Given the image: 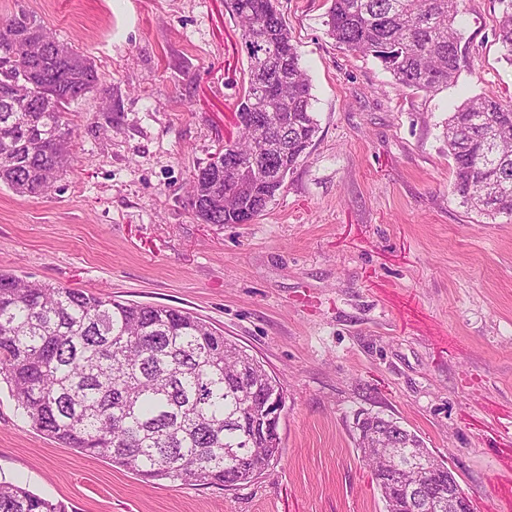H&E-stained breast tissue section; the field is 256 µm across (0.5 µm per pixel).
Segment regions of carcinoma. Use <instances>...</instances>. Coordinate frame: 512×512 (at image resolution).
<instances>
[{
  "label": "carcinoma",
  "instance_id": "carcinoma-1",
  "mask_svg": "<svg viewBox=\"0 0 512 512\" xmlns=\"http://www.w3.org/2000/svg\"><path fill=\"white\" fill-rule=\"evenodd\" d=\"M464 0H330L328 35L344 50L376 59L401 87L432 93L465 67L456 28ZM247 57L236 104L243 126L217 154L246 169L241 209H228L229 175L214 164L192 176L190 206L205 224H244L265 211L318 131L309 76L277 0H230ZM495 36L512 64V0ZM49 111L11 122L15 85ZM100 81L94 65L21 10L0 20V185L23 196L46 193L69 168L75 128L70 106ZM260 112L288 116L286 148L245 124ZM455 167L451 192L489 218L512 216V101L492 91L465 100L444 125ZM29 425L64 448L101 458L146 481L237 488L282 454L263 410L285 400L264 364L211 322L180 307L105 299L79 288L0 271V383ZM392 420L357 421L358 449L387 512H410L394 472L412 448L387 461L368 434ZM0 512H66L63 503L0 482Z\"/></svg>",
  "mask_w": 512,
  "mask_h": 512
}]
</instances>
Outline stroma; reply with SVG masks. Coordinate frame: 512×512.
Returning <instances> with one entry per match:
<instances>
[{"label":"stroma","mask_w":512,"mask_h":512,"mask_svg":"<svg viewBox=\"0 0 512 512\" xmlns=\"http://www.w3.org/2000/svg\"><path fill=\"white\" fill-rule=\"evenodd\" d=\"M327 0H278L319 131L266 211L204 224L199 167L238 135L247 79L224 0H0L34 14L102 81L75 105L73 161L46 194L0 187V269L170 304L257 357L285 394L282 455L238 489L143 482L33 430L0 387V480L67 512H385L357 449L379 415L441 456L474 512H512V217L450 191L449 112L512 97L500 0H466L470 67L412 93L327 34Z\"/></svg>","instance_id":"stroma-1"}]
</instances>
